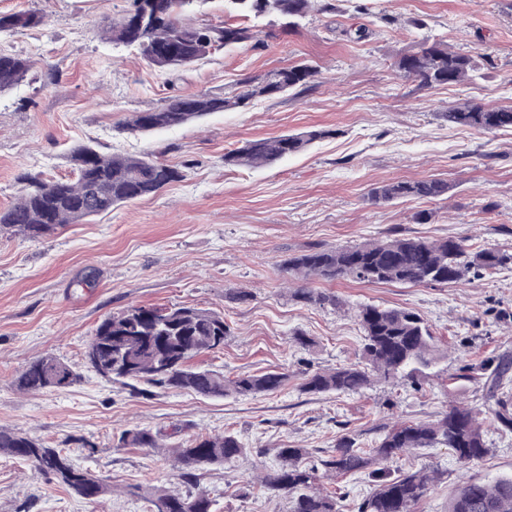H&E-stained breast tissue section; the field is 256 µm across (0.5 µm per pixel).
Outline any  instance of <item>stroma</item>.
<instances>
[{
    "instance_id": "stroma-1",
    "label": "stroma",
    "mask_w": 512,
    "mask_h": 512,
    "mask_svg": "<svg viewBox=\"0 0 512 512\" xmlns=\"http://www.w3.org/2000/svg\"><path fill=\"white\" fill-rule=\"evenodd\" d=\"M333 11L257 21L260 43L223 48L169 76L134 48L105 40L127 0H0V13L36 9L42 26L0 34V51L31 56L29 78L0 95V208L20 195L24 176L74 175L70 152L150 153L181 168V181L157 195L38 240L0 237V427L17 428L66 451L107 479L111 494L90 503L24 460L0 456V512H144L129 485L181 488L178 469L146 448L120 447L126 430L162 431L177 445L197 435L235 433L246 452L233 466L205 470L199 486L216 512H289L252 475L270 469L273 449L320 456L344 435L374 445L385 427L435 418L450 401L477 405L481 394L459 374L464 365L512 353V269L458 285L327 283L342 305L315 308L283 289V264L313 247L353 245L392 235L467 239L472 249L512 247V129L451 127L449 106L512 105V0H331ZM360 25L367 38L341 31ZM445 41L477 57L479 76L423 87L402 78L397 58L423 41ZM301 62L317 67L313 87L253 99L152 134L123 131L132 113L172 95L227 94L246 78ZM326 137L307 151L261 168L228 166L225 153L246 142L308 129ZM439 178L447 198L372 203L374 187ZM427 211L430 223L415 221ZM242 291L247 298L231 300ZM421 314L443 358L414 387L375 382L354 394L311 395L303 378L360 362L359 306ZM192 306L223 314L231 334L221 350L193 363L223 372L279 370V391L208 399L188 391L138 392L85 368L96 326L128 306ZM312 341L302 347L294 333ZM44 356L79 367L65 388L24 394L14 380ZM490 452L465 464L445 448L394 459L392 473L439 466L448 474L420 505L447 512L464 481L512 474V433L487 434Z\"/></svg>"
}]
</instances>
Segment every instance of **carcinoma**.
<instances>
[{
  "mask_svg": "<svg viewBox=\"0 0 512 512\" xmlns=\"http://www.w3.org/2000/svg\"><path fill=\"white\" fill-rule=\"evenodd\" d=\"M125 15L105 28L107 39L135 48L142 59L161 73H173L227 47L255 46L258 30L252 21L269 14L302 18L329 9L324 0H224L225 10L241 19L222 26L194 24L185 18L205 0H128ZM44 23L36 10L0 13V33L17 34ZM34 62L21 53L0 52V93L23 82ZM401 76L422 86L456 85L472 80L480 69L475 57L440 41L424 42L414 53L400 57ZM318 76L311 64L301 63L250 79L232 96L200 93L173 95L157 108L134 112L124 129L136 133L169 130L214 112L245 107L256 97L304 91ZM443 118L450 126L485 132L512 129V106H485L470 101L448 107ZM329 134L322 129L282 134L248 142L224 154L232 166H263L305 151ZM76 179L30 182L16 202L0 209V235L42 238L82 220L160 192L182 180L183 172L151 154L105 155L89 146L72 152ZM439 179L401 180L375 187L374 202L403 198L436 199L448 194ZM512 268V249L492 246L472 251L462 238L424 240L393 237L333 249L316 248L288 260V275L300 281L292 297L305 305H340L335 293L310 288L312 280H352L367 283L455 285L468 274ZM355 317L363 333L362 364L315 372L303 379L308 394L357 393L375 379L414 386L425 370L444 356L427 322L402 307L363 305ZM230 328L224 316L208 309L173 306L165 309L131 305L103 319L87 345L84 364L112 381L143 382L153 387L188 390L204 397L274 392L288 381V373L267 371L232 379L216 370L190 366V361L224 347ZM482 385V406L452 404L436 419L395 424L372 448L341 437L332 454L310 459L304 448H276V468L257 479L276 496L291 497V512H342L336 496L322 480L366 473L373 489L357 512H415L441 479L443 472L423 466L392 476L382 464L420 448H446L460 462H475L488 452L487 427L512 432V358L500 356L476 367ZM80 378L76 367L52 356L28 364L14 380L19 391L58 389ZM120 442L132 448L164 451L173 458L184 483L197 487L198 472L234 463L246 452L232 432L196 436L180 447L162 443L149 428L128 430ZM0 455L19 457L50 475L76 496L91 503L109 491L104 479L75 466L61 448H52L18 429L0 428ZM127 494L146 503L147 512H213L214 500L203 490L175 492L151 485H135ZM448 512H512V475L461 485L448 502Z\"/></svg>",
  "mask_w": 512,
  "mask_h": 512,
  "instance_id": "carcinoma-1",
  "label": "carcinoma"
}]
</instances>
